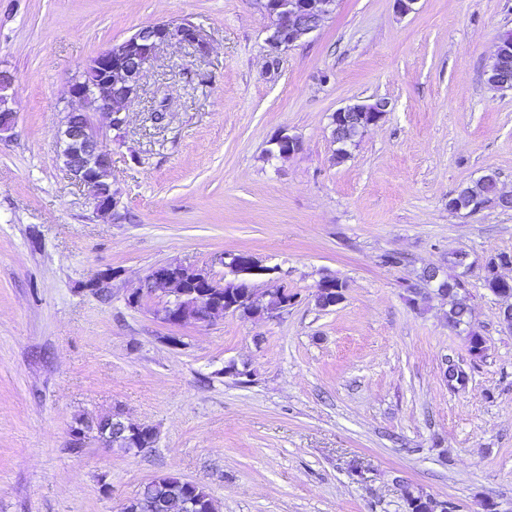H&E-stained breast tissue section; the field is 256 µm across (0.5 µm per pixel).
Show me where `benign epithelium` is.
<instances>
[{
  "label": "benign epithelium",
  "instance_id": "benign-epithelium-1",
  "mask_svg": "<svg viewBox=\"0 0 512 512\" xmlns=\"http://www.w3.org/2000/svg\"><path fill=\"white\" fill-rule=\"evenodd\" d=\"M268 19L267 45L273 52L299 42L316 32L325 19L336 10L337 0H259ZM179 44L204 49L199 30L191 23L154 24L138 29L132 36L110 44L93 57L81 75L70 81L69 95L80 103L78 108L64 110L58 130V160L70 179L91 189V203L96 212L112 214L118 207V193L112 190V159L110 150L101 138V128L84 107L88 100L95 102V111L106 116L108 129L120 130L127 125V106L137 98L144 65L164 44ZM486 83L494 90L512 89V38L500 36L485 71ZM14 74L0 68V135L12 131L17 111L10 90ZM389 102L384 98L361 101L337 109L334 116L347 112L369 115L368 124L374 125L387 112ZM233 280L224 282L202 270L181 265L161 264L151 268L145 278V292L157 291L170 300L156 311L161 322L183 325L193 322L209 325L214 319L195 314L201 307L224 308L226 313L243 309L254 318H273L288 309L293 298L285 292L264 301L265 294L255 287L254 279L271 272L258 263L251 253H228L222 260ZM234 286L233 300H222L223 289ZM329 277L322 278L316 291L319 306H336V289ZM99 440L107 446L130 448L137 453L150 449L136 435V426L112 415L106 424L89 423Z\"/></svg>",
  "mask_w": 512,
  "mask_h": 512
}]
</instances>
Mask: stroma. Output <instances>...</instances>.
Listing matches in <instances>:
<instances>
[{"label": "stroma", "mask_w": 512, "mask_h": 512, "mask_svg": "<svg viewBox=\"0 0 512 512\" xmlns=\"http://www.w3.org/2000/svg\"><path fill=\"white\" fill-rule=\"evenodd\" d=\"M194 24L206 51L169 44L144 66L123 131H109L118 213L97 215L57 159L68 87L97 53L148 24ZM257 0H0V66L16 76L0 138V512H121L163 475L219 512H407L405 490L456 512H512V332L483 265L512 254V209L448 198L496 172L512 191V90L484 71L512 0H338L270 60ZM390 110L345 160L336 109ZM299 138L278 157L274 140ZM473 268L472 356L448 303H412L427 267ZM247 251L294 299L256 322L170 326L143 295L158 264L224 277ZM396 254L398 265L385 264ZM110 277L100 297L89 285ZM346 285L316 304L322 275ZM248 366V382L225 375ZM466 387L448 386V363ZM121 410L153 427L135 455L77 419ZM388 106H389V102L385 98H377V99H374L373 101H371V100L361 101L359 103L349 104V105H346L344 107L337 109L335 111V113L332 115V121H333L332 125L334 126V128L332 130L333 141L336 144H338V141L336 140V138L339 136L340 133H342V131L337 126L336 120L343 113L362 112L364 114L369 113L368 119L374 118V116L376 117L375 119L369 120L367 125L363 129H361L358 134L356 131H354L355 129H353V127L350 128V130H349L350 136L349 137H353L357 134L352 139L353 141H352L351 145H353L356 142V139L362 134V132L364 131L365 128H367L370 125L376 124L382 118L383 114L385 112H387ZM335 116H336V120L334 118Z\"/></svg>", "instance_id": "1"}]
</instances>
